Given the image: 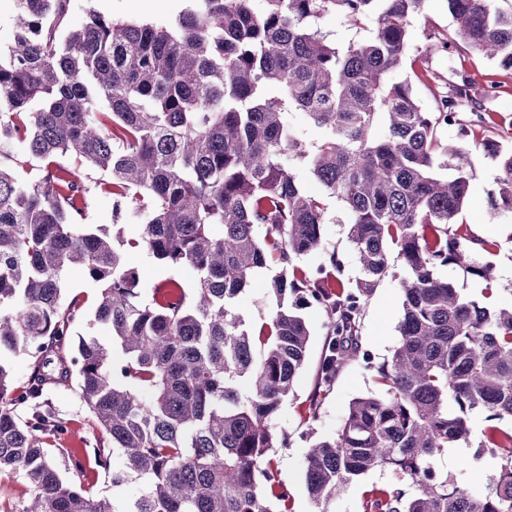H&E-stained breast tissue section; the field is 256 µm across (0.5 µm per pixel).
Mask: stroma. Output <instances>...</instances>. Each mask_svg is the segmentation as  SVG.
Wrapping results in <instances>:
<instances>
[{
  "label": "stroma",
  "instance_id": "obj_1",
  "mask_svg": "<svg viewBox=\"0 0 512 512\" xmlns=\"http://www.w3.org/2000/svg\"><path fill=\"white\" fill-rule=\"evenodd\" d=\"M191 6V0H70L68 23L72 26L81 23L86 9L92 8L115 19L167 27ZM453 25L446 0H426L422 14L414 19L408 56L410 60L425 63L437 76L435 85L431 87L415 83L417 96L425 109H432L435 91L445 90L448 78L456 69L468 72L481 87L491 81L498 82L499 92L487 101L486 106L498 115V123L492 131L493 136L503 146L512 148V70H504L495 61L467 48L450 55L431 51L425 38L427 31L448 29ZM438 139L442 145L464 146L471 153L469 196L458 221L466 225L473 234L495 242L496 250L490 257L497 274L494 298L498 305L510 306L512 211L502 210L494 216L489 213V196L497 187L499 165L478 148L475 136L463 135L460 124L440 128ZM341 217L339 204L329 201L323 226L324 248L305 256L300 265L304 268L318 267L324 263L326 252L334 250L343 261L344 279L353 280L358 277L359 268L349 247L348 227L341 224ZM128 263L136 269L141 294L147 300L151 299L154 288L167 280H177L187 288L192 287L195 282V273L191 268L169 267L145 251L129 254ZM278 270L277 262H270L267 273L257 276L251 286L240 295L237 306L250 323H261L274 310L275 302L268 293V283L271 275ZM401 299L400 280L390 275L379 283L364 308L360 324L361 343L376 360L390 357L398 341L397 327L402 319ZM304 317L311 331L306 362L298 376L294 394L283 402L274 422L278 430L288 432L292 437L288 447L279 449L276 456L279 479L290 493V512H363V503L368 492L389 483V473L373 471L360 476L348 484L341 494L322 504H315L305 488L306 443L301 440L300 434L311 429L316 436H332L344 418L350 402L356 397L374 392L376 386L363 362H353L340 373L333 390L323 401L318 418L308 420L305 401L312 389L321 353L325 317L314 307L306 309ZM45 397L55 414L68 423V431L61 438L63 446L92 448L97 445L100 432L76 387H52L47 390ZM486 426L483 414H473L469 439L445 449L436 460L437 467L459 477L492 468L493 463L489 457L480 458L476 455Z\"/></svg>",
  "mask_w": 512,
  "mask_h": 512
}]
</instances>
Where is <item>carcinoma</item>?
<instances>
[{"mask_svg": "<svg viewBox=\"0 0 512 512\" xmlns=\"http://www.w3.org/2000/svg\"><path fill=\"white\" fill-rule=\"evenodd\" d=\"M15 2V37L0 47V144L24 143L28 159L0 153V476L25 480L30 502L0 501V512H289L275 455L290 436L273 420L306 359L309 307L325 322L306 416L317 418L352 361L380 389L350 402L335 435L302 433L313 502L380 470L393 482L371 491L364 512H512V427L499 425L512 420V306L490 300L494 267L478 255L493 243L457 224L469 149L436 141L444 123L467 130L463 108L486 124L494 86L477 91L458 71L429 112L410 79L392 80L426 0H262L259 10L194 0L164 28L90 8L69 31L70 0ZM447 4L455 27L427 39L448 54L462 42L512 70V10ZM329 11L352 26L375 14L376 29L339 48L317 27ZM292 111L322 136L307 142L287 122ZM477 145L501 166L491 208L512 210V150ZM67 154L107 175L96 187L112 198V226L83 223L88 188L58 163ZM286 156L321 193L296 180ZM24 166L34 174L21 181ZM328 198L360 271L348 284L335 251L313 271L297 265L324 249ZM133 217L141 229L127 238ZM140 250L193 268V288L169 280L143 299L126 262ZM272 256L277 309L254 327L236 303ZM393 258L406 272L403 317L391 357L377 362L360 320ZM446 266L484 282L485 301L439 276ZM71 269L98 284L94 321L110 327L112 345L73 343L84 312L65 299ZM9 355L31 360L23 387ZM73 382L107 444L57 447L67 426L44 390ZM475 411L489 422L477 455L494 460L479 492L434 465L468 438ZM92 461L112 487L137 483L139 494L119 506L92 493Z\"/></svg>", "mask_w": 512, "mask_h": 512, "instance_id": "cac0c4a2", "label": "carcinoma"}]
</instances>
